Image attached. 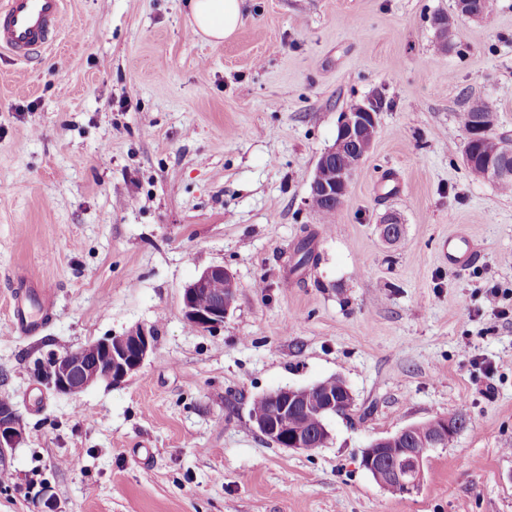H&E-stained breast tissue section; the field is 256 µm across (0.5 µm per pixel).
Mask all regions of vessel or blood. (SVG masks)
Wrapping results in <instances>:
<instances>
[{"label":"vessel or blood","instance_id":"obj_1","mask_svg":"<svg viewBox=\"0 0 512 512\" xmlns=\"http://www.w3.org/2000/svg\"><path fill=\"white\" fill-rule=\"evenodd\" d=\"M62 10L63 0H0V49L17 58L45 49ZM441 254L455 267L477 258L473 243L459 235L443 241Z\"/></svg>","mask_w":512,"mask_h":512}]
</instances>
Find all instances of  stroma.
<instances>
[{
  "label": "stroma",
  "instance_id": "35a3bbf8",
  "mask_svg": "<svg viewBox=\"0 0 512 512\" xmlns=\"http://www.w3.org/2000/svg\"><path fill=\"white\" fill-rule=\"evenodd\" d=\"M453 0H244L215 43L188 0H64L54 42L0 51V396L24 439L0 512H512V195L464 166L457 117L480 98L512 135V0L456 19ZM381 104L370 153L333 223L307 198L351 104ZM394 213L401 239L379 223ZM480 247L452 268L440 241ZM315 260L292 271L299 240ZM212 265L239 290L201 333L183 288ZM55 301L13 328L23 275ZM144 327L154 350L126 382L75 397L32 370L50 351ZM492 366L486 377L483 366ZM343 379L348 415L311 451L265 441L256 396ZM458 414L424 480L386 494L368 442ZM33 289V295L35 297H38L42 301L45 313L42 315L39 322H33L29 320L26 316V313H23V316L18 319L16 329L19 332L25 334H34L40 330V328L42 327V321L46 318V316H50L49 313L52 305V298L47 291L42 290V288Z\"/></svg>",
  "mask_w": 512,
  "mask_h": 512
}]
</instances>
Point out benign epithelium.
<instances>
[{
    "mask_svg": "<svg viewBox=\"0 0 512 512\" xmlns=\"http://www.w3.org/2000/svg\"><path fill=\"white\" fill-rule=\"evenodd\" d=\"M490 2L484 0L478 10L470 0H455L458 15L471 19L484 18ZM380 106L368 100L340 114L334 144L318 158L310 195L320 197L328 206H337L345 198L349 184L369 153L378 127ZM486 174L492 178L512 177V138L502 144L498 159L488 163ZM218 281L236 282L234 274L222 265L204 269L188 284L182 294L184 319L195 329L213 331L224 326V320L233 311L235 296L214 293ZM210 299L207 305L201 298ZM155 338L151 331L136 328L121 334L105 336L90 346L98 349L97 366L87 367L78 358L79 350L70 349L52 353L46 360L35 364L40 384L57 395L77 396L102 380L114 385L125 382L136 374L150 356ZM320 384L305 387H282L264 394L278 406L277 414L255 424L258 433L269 443L296 451L314 449L311 439L300 433L288 431V414L307 407L309 398ZM22 422L8 398L0 396V460L6 459L9 450L23 438ZM383 439L372 440L364 449L362 466L377 481L393 480L413 493L423 478L424 462L409 448H383Z\"/></svg>",
    "mask_w": 512,
    "mask_h": 512,
    "instance_id": "obj_1",
    "label": "benign epithelium"
}]
</instances>
